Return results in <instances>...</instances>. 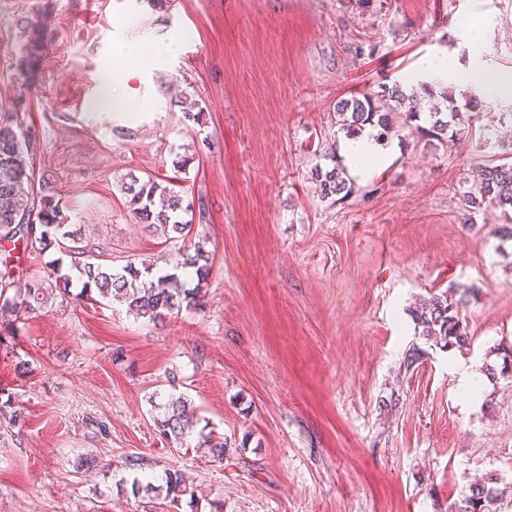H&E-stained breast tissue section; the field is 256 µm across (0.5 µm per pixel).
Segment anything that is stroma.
I'll list each match as a JSON object with an SVG mask.
<instances>
[{"label": "stroma", "instance_id": "stroma-1", "mask_svg": "<svg viewBox=\"0 0 512 512\" xmlns=\"http://www.w3.org/2000/svg\"><path fill=\"white\" fill-rule=\"evenodd\" d=\"M36 15L30 77L21 21ZM365 40L378 50L356 58ZM426 56L512 73V0H0V120L32 137L38 178L95 262L179 257L130 213L133 176L203 199L192 237L213 255L201 307L162 324L59 292L22 314L0 346V389L25 417L0 431V512H143L120 465L131 454L154 485L185 475L176 512H456L492 473L512 512V379L485 375L512 356V241L498 209L464 223L459 196L484 152L405 131L348 199L312 181L347 141L336 102L405 82ZM122 60L116 109L104 82ZM461 285L469 346L426 343L412 308ZM173 391L223 461L159 436L150 398ZM86 455L96 466L77 470ZM22 28L28 33L25 42L26 52L22 65L29 76L38 68L44 51V33L41 21L38 18L26 17L22 19Z\"/></svg>", "mask_w": 512, "mask_h": 512}]
</instances>
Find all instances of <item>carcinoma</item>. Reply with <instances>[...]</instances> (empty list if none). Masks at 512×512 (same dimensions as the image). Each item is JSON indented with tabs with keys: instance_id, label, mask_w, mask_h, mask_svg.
Returning a JSON list of instances; mask_svg holds the SVG:
<instances>
[{
	"instance_id": "carcinoma-1",
	"label": "carcinoma",
	"mask_w": 512,
	"mask_h": 512,
	"mask_svg": "<svg viewBox=\"0 0 512 512\" xmlns=\"http://www.w3.org/2000/svg\"><path fill=\"white\" fill-rule=\"evenodd\" d=\"M23 29L28 36L23 59L24 70L33 75L44 51L43 26L39 19L25 17ZM486 92L476 84L463 91V104L457 103L453 90H434L421 82L407 89L400 83H380L373 93L352 94L336 102L335 112L341 129L351 137L369 132L378 142L400 131L407 124L422 135L440 140L448 136L466 140L471 135L470 126L474 112L479 110ZM424 121L427 126L418 124ZM476 147L489 152V163L482 168L478 183L462 194V203L468 212L486 206L512 210V142L507 144L493 136L492 130L480 133ZM33 142L9 122L0 123V344L6 337L15 336V318L44 303L51 295L49 288L38 279L25 280L23 272L13 274V252L17 249H38L44 253L59 244V239L77 240L75 232L68 230L66 218L52 196L44 192L43 184L36 178L33 161ZM325 164L314 168L312 180L315 190L323 200L343 201L354 192V185L347 176L342 160L336 154L324 155ZM129 196L127 206L136 221L156 231L168 240L186 241L192 224L182 218L186 212L198 211V221L205 219L204 204L192 208L174 187L164 186L149 178L143 182L135 179L125 188ZM35 216V224L20 223L25 214ZM193 253L172 266V270L148 281L152 268L141 269L130 263L114 271L89 261L93 249L88 246H70V270L77 272L82 281V293L92 290L105 300L117 296L123 299L130 311L152 322H163L184 305L200 304V287L211 273L213 257L197 241L191 244ZM193 275L196 287L188 288L181 275ZM469 289L451 288L435 294L412 311L418 335L442 349H463L469 345V336L463 326L461 311L468 304ZM153 422L159 435L173 442L184 443L195 430L197 420L188 398L166 396L154 404ZM24 416L12 407V393L0 389V424L7 428L23 424ZM497 478L486 477L470 487L458 512H497ZM189 490L184 475L169 472L165 476L163 502L175 505Z\"/></svg>"
}]
</instances>
